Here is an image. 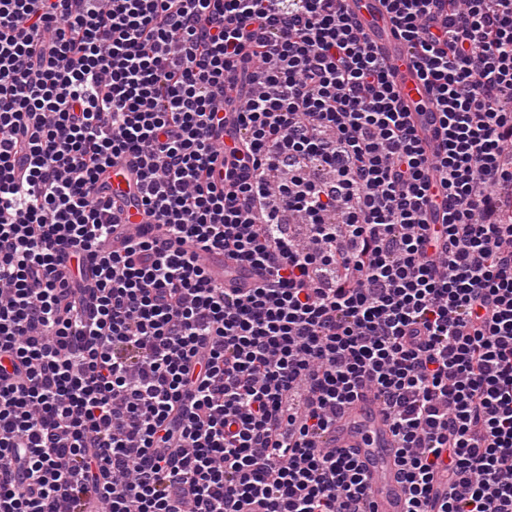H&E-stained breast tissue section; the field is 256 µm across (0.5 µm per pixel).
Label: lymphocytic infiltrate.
<instances>
[{"label":"lymphocytic infiltrate","mask_w":512,"mask_h":512,"mask_svg":"<svg viewBox=\"0 0 512 512\" xmlns=\"http://www.w3.org/2000/svg\"><path fill=\"white\" fill-rule=\"evenodd\" d=\"M383 2L434 149L344 0H0V512H372L366 388L407 512H512V0ZM137 166L132 158L127 157L123 162L107 168L100 175V183H106L108 187V195L112 198H123L131 186L136 176ZM118 222L132 229H138L146 237H155L159 239L155 224H146L148 221L144 218L141 211L134 206H127L123 212L117 215ZM204 263L215 282L218 285L224 284L227 288H252L262 278L261 272L257 269L225 262L222 250L205 253ZM323 446L346 452L365 467L374 512H405L407 495L395 462L394 438L372 390H365L336 419Z\"/></svg>","instance_id":"obj_1"}]
</instances>
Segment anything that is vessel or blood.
<instances>
[{"mask_svg": "<svg viewBox=\"0 0 512 512\" xmlns=\"http://www.w3.org/2000/svg\"><path fill=\"white\" fill-rule=\"evenodd\" d=\"M353 16L376 45L388 65L402 101L412 112L427 141H434L437 122L430 105V94L404 42L391 34L392 22L380 0H348ZM137 166L132 159L107 168L100 176L112 197H123L132 186ZM118 220L126 227L155 236V225L146 222L141 211L125 207ZM204 263L217 284L228 288H250L260 281L259 270L225 261L220 250L204 255ZM325 447L356 458L369 473V496L374 512H405L407 495L395 462L394 438L379 400L373 391L359 399L337 418L323 438Z\"/></svg>", "mask_w": 512, "mask_h": 512, "instance_id": "b4317fda", "label": "vessel or blood"}]
</instances>
